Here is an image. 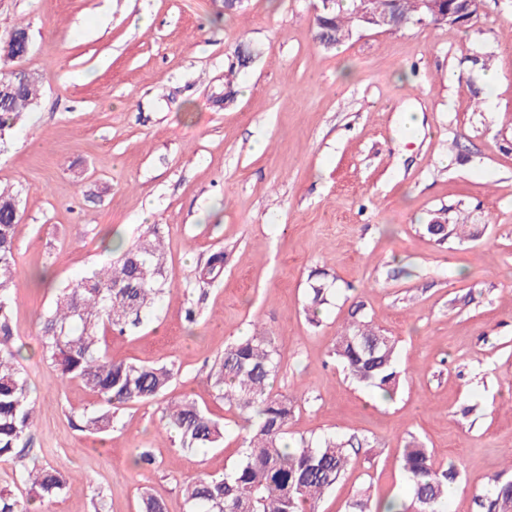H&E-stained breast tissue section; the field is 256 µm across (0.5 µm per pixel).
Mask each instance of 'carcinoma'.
I'll use <instances>...</instances> for the list:
<instances>
[{
  "mask_svg": "<svg viewBox=\"0 0 512 512\" xmlns=\"http://www.w3.org/2000/svg\"><path fill=\"white\" fill-rule=\"evenodd\" d=\"M420 0H374L379 12H395L409 24L431 19L423 14ZM327 23L332 44L337 45L357 28L363 0H314ZM39 82L30 81L9 98L0 99V131L11 127L36 99ZM17 195L0 189V462L22 457L28 448L35 404L27 378L18 365L20 351L11 343L13 293L17 288ZM427 232L439 241L453 236L473 237L466 222L444 224L435 220ZM166 264L160 236L150 227L136 244L123 250L117 264L104 267L59 291L54 307L42 316L41 338L46 356L62 380L77 379L103 399L108 408L84 412L70 419L81 432L105 435L112 430L114 413L127 404L155 400L165 394L177 371L167 365L142 366L116 361L106 353L110 334L124 333L149 314L163 294ZM224 270V254L207 261L203 277L211 281ZM330 288L321 281L311 287L307 311L317 322L327 304ZM352 312V320L336 336L333 353L348 376L385 399L399 390L401 370L396 341L376 330ZM281 370V356L272 339L257 331L227 344L212 368V386L224 404L237 410L247 423L241 435L238 462L222 476L205 475L184 483L189 512H315L316 504L344 476L350 450L362 445L354 436L313 440L290 437L295 402L273 391ZM164 426L185 450L223 445L226 428L197 403L184 397L162 408ZM401 469L409 498L398 512H443L448 489L460 481L450 463L435 464L432 451L417 439L403 449ZM29 493L40 502L66 492L62 470L51 466L27 468L21 475ZM490 509L512 507V483L495 486ZM29 499L0 490V512H28ZM350 512H379L368 491L359 488Z\"/></svg>",
  "mask_w": 512,
  "mask_h": 512,
  "instance_id": "cac0c4a2",
  "label": "carcinoma"
}]
</instances>
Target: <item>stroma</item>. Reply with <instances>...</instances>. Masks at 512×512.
I'll return each mask as SVG.
<instances>
[{"label": "stroma", "instance_id": "stroma-1", "mask_svg": "<svg viewBox=\"0 0 512 512\" xmlns=\"http://www.w3.org/2000/svg\"><path fill=\"white\" fill-rule=\"evenodd\" d=\"M20 25V65L42 81L0 137V184L19 193L12 328L36 426L29 453L0 462V490L25 495L22 468L50 463L69 489L33 512H94L101 495L109 512H139L146 493L188 512L183 482L222 475L244 426L211 368L259 327L282 357L275 393L296 400L292 436L364 441L316 512H349L361 487L407 497L413 438L460 472L448 512H486L492 478L512 482V0H484L464 27L361 30L332 49L312 0L232 15L223 0H0V46ZM437 215L478 234L437 242L425 229ZM152 224L165 291L108 353L178 375L165 397L118 409L102 447L68 421L102 402L55 384L39 318L56 289L117 261L108 233L129 246ZM216 251L224 273L202 283ZM320 271L331 295L313 324ZM357 307L398 343L394 399L332 354ZM186 396L227 426L222 447L185 452L166 434L165 402ZM145 449L155 466L135 468Z\"/></svg>", "mask_w": 512, "mask_h": 512}]
</instances>
